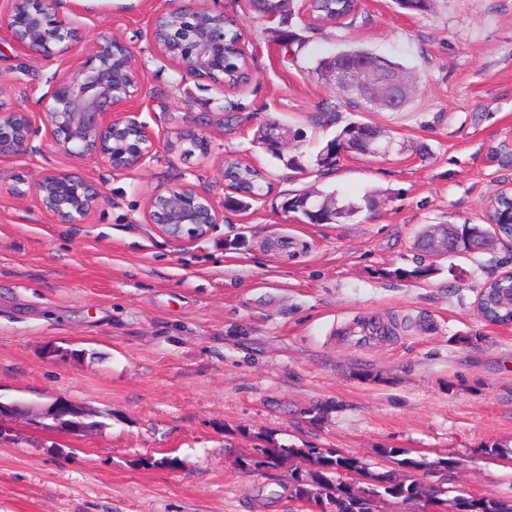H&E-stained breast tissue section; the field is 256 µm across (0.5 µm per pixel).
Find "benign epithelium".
Here are the masks:
<instances>
[{
    "mask_svg": "<svg viewBox=\"0 0 512 512\" xmlns=\"http://www.w3.org/2000/svg\"><path fill=\"white\" fill-rule=\"evenodd\" d=\"M7 2L10 7L4 22L19 51L72 53L77 33L74 22L63 15V0ZM171 15L178 16L188 32L180 56L173 57L183 72L202 79L224 70V16L192 6L160 10L152 18L149 33L155 48L165 56L170 52L169 32L162 22ZM324 75L343 95L387 110L400 109L414 91L400 68L375 53L364 57L338 53L327 61ZM142 93L143 81L133 64L131 47L103 34L74 71L52 77L48 89L35 101L34 111L16 108L7 85L0 82V156L41 152L43 146L34 144L39 122L45 128L46 144L60 154L80 162H100L114 175L140 168L154 157L158 145L155 131L138 121L130 109ZM355 144L362 154L376 156L388 153L393 141L357 129L342 141L339 153L351 152ZM33 191L42 212L63 224L86 223L105 201L101 185L57 168L43 169ZM146 212L157 232L177 242L202 238L223 220V206L188 184L153 194ZM422 242L434 256L446 257L456 244L455 226L434 224ZM42 416L53 421V428L72 435H82L92 427L85 421L89 413L74 410L62 398L55 399ZM3 417L36 420L32 406L24 402L0 401Z\"/></svg>",
    "mask_w": 512,
    "mask_h": 512,
    "instance_id": "obj_1",
    "label": "benign epithelium"
}]
</instances>
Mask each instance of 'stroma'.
Instances as JSON below:
<instances>
[{
	"mask_svg": "<svg viewBox=\"0 0 512 512\" xmlns=\"http://www.w3.org/2000/svg\"><path fill=\"white\" fill-rule=\"evenodd\" d=\"M195 6L237 19L250 81L231 90L185 76L149 41L155 13ZM83 43L108 34L133 51L144 91L134 110L159 134L154 160L125 175L43 154L0 158V401L46 409L57 397L95 411L84 436L48 420H7L0 436V512H312L291 500L293 457L251 472L255 448L314 446L389 467L382 449L419 461L412 479L455 460L454 487L512 497V325L481 320L482 284L512 248L436 259L415 247L430 224L483 221L489 198L512 184V0H432L428 14L396 0H360L339 25H314L306 0L288 20L253 0H66ZM300 47L285 51L282 29ZM361 47L392 58L415 79L394 112L348 102L316 72L318 59ZM69 58L22 54L0 29V77L12 100L34 109L32 87L74 70ZM391 130L385 157L344 155L315 166L335 134L324 120ZM303 132L297 174L252 138L265 119ZM194 131L207 155L181 157L166 142ZM261 170L262 200L228 209L194 241L159 234L147 198L185 183L223 201L224 162ZM77 169L108 200L87 223L60 224L33 192L42 169ZM316 187L369 209L342 224H307L283 201ZM424 279L396 277L416 262ZM380 322L379 346L340 343L337 326ZM507 445L508 456L486 449Z\"/></svg>",
	"mask_w": 512,
	"mask_h": 512,
	"instance_id": "stroma-1",
	"label": "stroma"
}]
</instances>
